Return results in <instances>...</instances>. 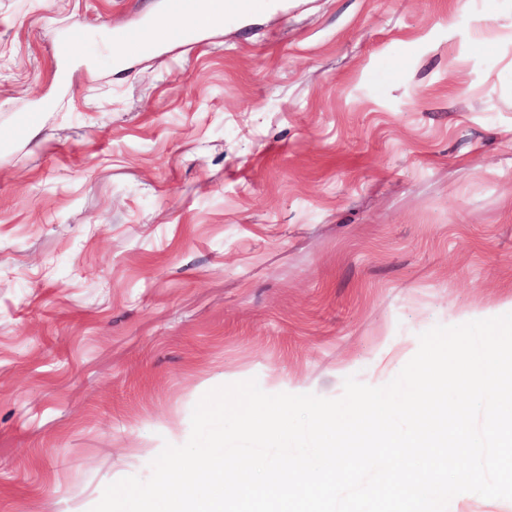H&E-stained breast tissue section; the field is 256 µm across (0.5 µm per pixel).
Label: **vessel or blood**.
Listing matches in <instances>:
<instances>
[{
	"mask_svg": "<svg viewBox=\"0 0 512 512\" xmlns=\"http://www.w3.org/2000/svg\"><path fill=\"white\" fill-rule=\"evenodd\" d=\"M213 11L222 19L237 16L240 13L239 0H163L161 17L115 30L112 41L128 50L152 52L160 42L184 40L200 29L204 18Z\"/></svg>",
	"mask_w": 512,
	"mask_h": 512,
	"instance_id": "1",
	"label": "vessel or blood"
}]
</instances>
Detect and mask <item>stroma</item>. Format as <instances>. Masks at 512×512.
Masks as SVG:
<instances>
[{
    "label": "stroma",
    "instance_id": "1",
    "mask_svg": "<svg viewBox=\"0 0 512 512\" xmlns=\"http://www.w3.org/2000/svg\"><path fill=\"white\" fill-rule=\"evenodd\" d=\"M0 0V512H90L207 391L341 396L512 312V0ZM69 36L59 63L51 33ZM211 11L218 13L219 21H224V18L240 15V3L237 0H163L160 17L115 30L112 41L128 50L154 52L160 41L180 42L199 30ZM167 19L175 22L165 25Z\"/></svg>",
    "mask_w": 512,
    "mask_h": 512
}]
</instances>
